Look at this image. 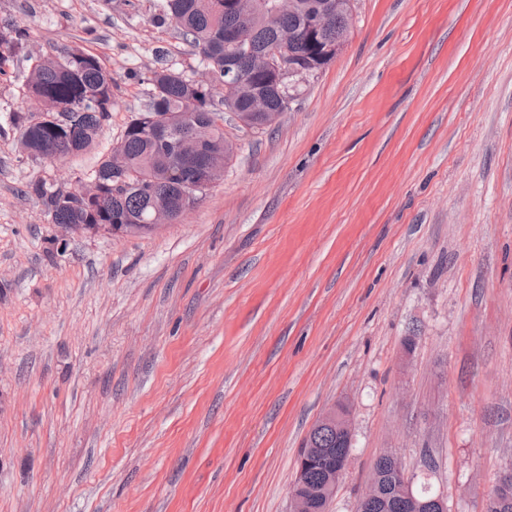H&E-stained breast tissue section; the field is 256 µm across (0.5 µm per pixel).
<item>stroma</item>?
<instances>
[{"instance_id":"obj_1","label":"stroma","mask_w":512,"mask_h":512,"mask_svg":"<svg viewBox=\"0 0 512 512\" xmlns=\"http://www.w3.org/2000/svg\"><path fill=\"white\" fill-rule=\"evenodd\" d=\"M336 58L236 150L178 223L52 224L149 103L205 77L162 0H0L30 37L0 79V512H289L298 452L337 403L356 512L379 455L448 512L512 467V0H352ZM111 72L97 146L22 154L36 57Z\"/></svg>"}]
</instances>
